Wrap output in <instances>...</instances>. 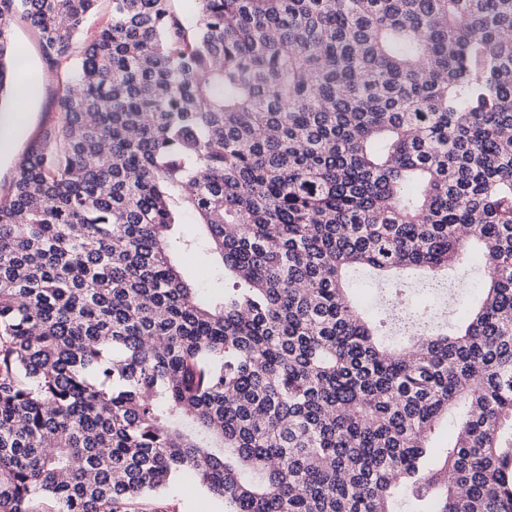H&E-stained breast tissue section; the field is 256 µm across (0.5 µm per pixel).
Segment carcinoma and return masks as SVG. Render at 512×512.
Returning <instances> with one entry per match:
<instances>
[{
    "mask_svg": "<svg viewBox=\"0 0 512 512\" xmlns=\"http://www.w3.org/2000/svg\"><path fill=\"white\" fill-rule=\"evenodd\" d=\"M97 3L0 0V112L18 15L61 113L0 196V512H136L186 474L224 512H512V0H110L85 43ZM359 267L426 274L390 288L412 349ZM484 276L483 260L478 248H474L471 259V270L467 277L468 285L457 288L455 281L451 288L439 294L435 299V307L439 321L444 324L448 321V328L456 323L458 317L467 310L473 299L474 284L476 292L480 290L481 278ZM448 289H454L455 295H449ZM474 294V295H475ZM182 267L189 276L196 279L205 294L219 293L224 290V270L207 262L199 254H187L180 258ZM366 284H372L373 288H362ZM352 288L351 297L360 306L382 309L387 305L389 287L379 282L378 277L369 272H363Z\"/></svg>",
    "mask_w": 512,
    "mask_h": 512,
    "instance_id": "obj_1",
    "label": "carcinoma"
}]
</instances>
